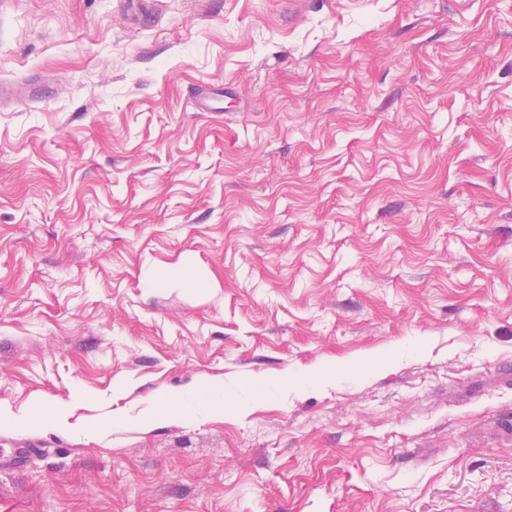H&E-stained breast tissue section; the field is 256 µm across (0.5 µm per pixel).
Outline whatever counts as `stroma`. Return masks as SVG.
<instances>
[{
    "label": "stroma",
    "mask_w": 512,
    "mask_h": 512,
    "mask_svg": "<svg viewBox=\"0 0 512 512\" xmlns=\"http://www.w3.org/2000/svg\"><path fill=\"white\" fill-rule=\"evenodd\" d=\"M39 401L0 512H512V0H0V409ZM226 409L224 403V386L209 385L202 389L182 390L168 397L164 404L155 412L156 418H164L173 414L184 417L217 415ZM70 403H38L20 414H0V423L15 428H65Z\"/></svg>",
    "instance_id": "stroma-1"
}]
</instances>
